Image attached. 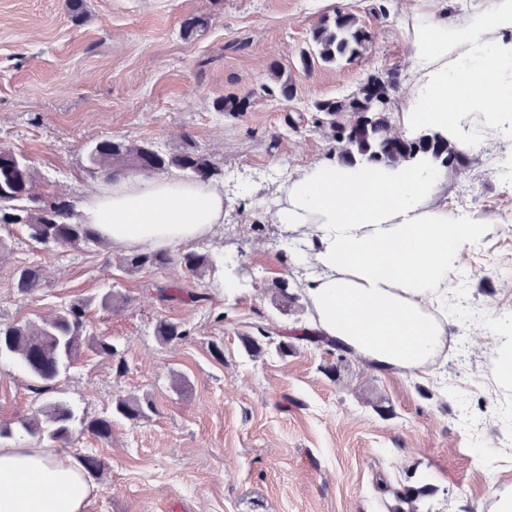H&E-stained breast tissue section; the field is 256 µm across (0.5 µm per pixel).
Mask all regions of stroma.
Listing matches in <instances>:
<instances>
[{"label": "stroma", "instance_id": "1", "mask_svg": "<svg viewBox=\"0 0 512 512\" xmlns=\"http://www.w3.org/2000/svg\"><path fill=\"white\" fill-rule=\"evenodd\" d=\"M75 21L68 0H0V148L29 157L42 198L80 204L102 178L85 170L88 146L108 137L172 151L184 142L222 170L224 222L191 251L232 260L240 284L224 295V272L197 280L180 265L127 272L111 244L81 248L30 241L18 227L0 255V322L53 313L74 299L113 290L129 302L115 311L92 306L91 333L112 339L126 370L82 352L54 394L77 417L109 412L116 396L152 400L149 419L117 418L112 438L75 434L63 454H92L108 467L94 479L85 512H390L391 489L426 478L433 495L418 512H490L512 487V463L494 448L512 435V394L493 373L492 337H459L458 301L481 307L500 332L512 328V154L466 153L449 167V208L490 218L467 244L448 278L447 359L419 379L379 374L358 355L281 337L305 328L309 309L282 313L274 285L294 279L292 256L277 227L263 220L272 183L338 155L329 117L315 101L348 96L370 75L396 73L399 105L407 92L411 47L405 27L414 0H85ZM355 15L371 34L354 63L304 67L300 52L324 18ZM209 19L185 37L181 22ZM294 86L283 99L270 73ZM280 76V77H281ZM246 100L243 112H218V98ZM38 266L42 287L12 288L17 267ZM175 298L159 299L158 288ZM201 301H192V294ZM185 325V340L163 344L158 321ZM269 334L260 357L243 336ZM223 357H216L214 347ZM185 376V388L169 375ZM31 378L0 359V424L14 444H33L20 426L44 403Z\"/></svg>", "mask_w": 512, "mask_h": 512}]
</instances>
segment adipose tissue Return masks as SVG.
<instances>
[{"mask_svg":"<svg viewBox=\"0 0 512 512\" xmlns=\"http://www.w3.org/2000/svg\"><path fill=\"white\" fill-rule=\"evenodd\" d=\"M405 136L439 134L457 151L479 137L512 139V0H479L465 23L448 0H417ZM444 164L420 157L396 166L319 160L274 188L265 218L282 240L305 247L297 281L313 330L371 368H433L448 342V274L482 218L440 199ZM116 250L176 248L213 235L224 187L127 175L77 209ZM93 485L74 458L0 443V512H84Z\"/></svg>","mask_w":512,"mask_h":512,"instance_id":"ef3b65f1","label":"adipose tissue"}]
</instances>
